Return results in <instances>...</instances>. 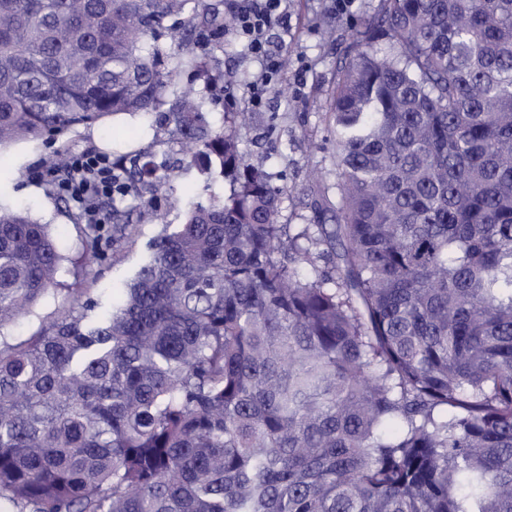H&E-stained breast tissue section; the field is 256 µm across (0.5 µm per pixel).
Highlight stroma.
I'll list each match as a JSON object with an SVG mask.
<instances>
[{"label":"stroma","mask_w":512,"mask_h":512,"mask_svg":"<svg viewBox=\"0 0 512 512\" xmlns=\"http://www.w3.org/2000/svg\"><path fill=\"white\" fill-rule=\"evenodd\" d=\"M378 6L379 0H353L349 13L344 14L337 11L335 0H286L288 37L279 47L282 68L258 105L252 102L251 87L261 79L259 63L246 51L220 58V69L242 80L234 88L239 107L247 113L246 121L235 126L241 147L251 163L268 169L275 184L283 188L284 223H312L313 194L336 182L335 150L326 115L338 65L350 42L346 21L372 14ZM115 127L137 129L138 146L151 147L157 163H167L178 150L167 130L149 129L139 116L107 118L65 134L19 141L0 150L9 163L8 174L0 179V204L26 209L33 220L49 225L66 254L78 255L84 220L76 202L59 193L44 176V160L60 150L68 154L111 152L108 135ZM223 190V183L208 188L176 170L158 188L156 199L167 203L168 222L178 224L183 220L185 198L205 203L211 194ZM161 230V225L147 221L137 224L132 243L106 254L104 260L91 261L86 271L90 298L108 306L113 287L130 282ZM62 299L59 293L45 295L31 313L1 328L0 334L31 335L57 317Z\"/></svg>","instance_id":"obj_1"}]
</instances>
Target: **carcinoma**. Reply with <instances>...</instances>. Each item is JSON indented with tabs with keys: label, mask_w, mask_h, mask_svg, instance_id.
<instances>
[{
	"label": "carcinoma",
	"mask_w": 512,
	"mask_h": 512,
	"mask_svg": "<svg viewBox=\"0 0 512 512\" xmlns=\"http://www.w3.org/2000/svg\"><path fill=\"white\" fill-rule=\"evenodd\" d=\"M232 34L221 0H0V146L121 114L181 145L165 166L112 137L111 224L74 258L0 206V329L64 261L122 249L168 170L227 184L111 312L0 335V504L512 512V0H380L356 24L315 224L282 223L284 190L211 120Z\"/></svg>",
	"instance_id": "obj_1"
}]
</instances>
